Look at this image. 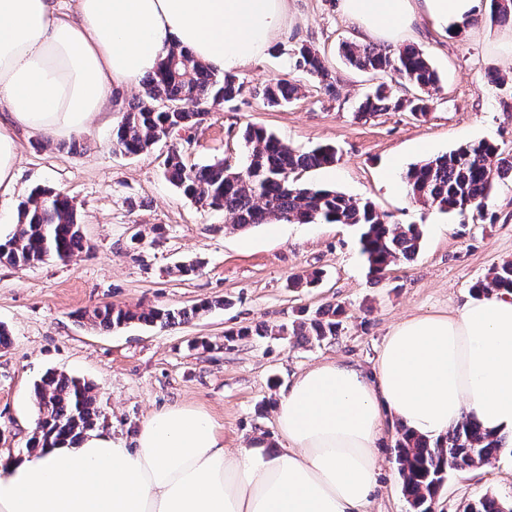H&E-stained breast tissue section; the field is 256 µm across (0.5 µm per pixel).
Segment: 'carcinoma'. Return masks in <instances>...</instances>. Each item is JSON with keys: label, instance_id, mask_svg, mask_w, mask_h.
<instances>
[{"label": "carcinoma", "instance_id": "carcinoma-1", "mask_svg": "<svg viewBox=\"0 0 512 512\" xmlns=\"http://www.w3.org/2000/svg\"><path fill=\"white\" fill-rule=\"evenodd\" d=\"M510 21L512 0H490L489 11L468 19L464 26ZM339 50L350 66L373 74L389 73L417 91L410 98H401L380 84L360 102L357 112L362 117L403 108L424 115L441 89L429 58L413 46L386 49L345 42ZM296 65L321 83L330 78L324 61L310 46L297 50ZM143 88V95L123 108L121 120L112 130L115 153L146 152L164 138L201 125L211 108L231 103L245 93V86L236 76L197 61L187 50L176 47L146 76ZM297 94L298 87L284 79L262 90L270 107L289 103ZM243 140L248 154L240 169L222 161L189 167L176 149L166 159L165 176L195 202L224 210L231 224L241 230L273 221L350 224L359 231L360 251L368 275L375 279L383 277L391 264L411 261L418 254L422 233L417 225L392 224L370 201L298 182L302 172L334 163V148L319 146L300 151L266 130L251 126L243 131ZM505 179L512 180V154L487 141L429 157L412 164L404 174L408 194L415 202L457 215L481 208L494 183ZM16 225L14 236L0 243V263L27 267L51 258L66 262L90 250L76 205L62 190H33L17 209ZM502 289L512 291V261L493 267L475 283L472 293L487 295ZM211 308L207 302L190 308L133 312L105 305L82 313L80 318L93 327L112 331L135 321L179 325ZM343 317L340 305H329L312 318L281 325L279 333L312 336L320 342L340 334ZM34 394L41 431L32 434L28 447L74 442L95 429L99 413L89 382L51 373L34 385ZM394 450L402 492L412 512H432L433 501L450 471L488 464L498 456L502 443L465 419L448 430L445 438L434 442L401 426ZM511 507L498 496L485 493L471 500L464 512H505Z\"/></svg>", "mask_w": 512, "mask_h": 512}]
</instances>
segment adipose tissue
Here are the masks:
<instances>
[{"instance_id":"adipose-tissue-1","label":"adipose tissue","mask_w":512,"mask_h":512,"mask_svg":"<svg viewBox=\"0 0 512 512\" xmlns=\"http://www.w3.org/2000/svg\"><path fill=\"white\" fill-rule=\"evenodd\" d=\"M0 0V201L16 182L17 133L88 130L113 92L170 46L235 73L288 37L289 0ZM482 0H340L361 40L395 48L421 20L456 35ZM512 446V293L394 325L372 370L338 361L281 393L283 447L236 448L198 408L166 405L134 442L104 430L0 456V512H364L385 420L428 439L463 419Z\"/></svg>"}]
</instances>
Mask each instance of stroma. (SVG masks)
Masks as SVG:
<instances>
[{
    "instance_id": "35a3bbf8",
    "label": "stroma",
    "mask_w": 512,
    "mask_h": 512,
    "mask_svg": "<svg viewBox=\"0 0 512 512\" xmlns=\"http://www.w3.org/2000/svg\"><path fill=\"white\" fill-rule=\"evenodd\" d=\"M295 8L287 41L238 72L243 96L212 108L189 134L135 157L114 153L112 128L123 104L141 94L137 84L118 91L105 116L80 134L76 150L20 136L10 209L34 188L62 189L77 206L91 249L66 263H0V324L11 334L0 348L1 453H27L36 419L33 386L49 371L91 382L100 429L128 441L152 410L181 403L206 411L226 447L252 438L281 446L275 409L299 373L327 360L372 369L392 325L412 313L455 312L471 300L477 280L512 260L511 182L498 184L481 211L463 216L411 202L402 184L411 163L462 144L487 140L512 151V25L480 24L451 39L419 23L404 42L422 50L441 76L429 112L389 110L361 119L355 108L377 79L338 53L342 42L357 41V30L339 0H296ZM304 44L320 53L330 84L296 68L294 52ZM492 71L508 84L488 83ZM278 78L295 80L301 91L271 109L257 90ZM249 124L300 150L335 146L336 162L301 173V182L371 201L390 223L417 225L423 238L416 258L377 282L367 275L352 226L275 221L236 230L223 211L187 199L165 179L163 163L175 148L189 166L221 160L241 167ZM199 258L198 273H176L177 264ZM313 271L322 274L317 287H289L291 277ZM207 301L211 310L169 327L132 323L103 332L79 318L106 304L136 310ZM330 304L346 311L340 336L318 343L277 335L279 325ZM261 326L268 336L224 338L231 329ZM395 439V423L385 422L366 512H411ZM487 492L512 501V448L482 467L451 472L433 510L459 512Z\"/></svg>"
}]
</instances>
